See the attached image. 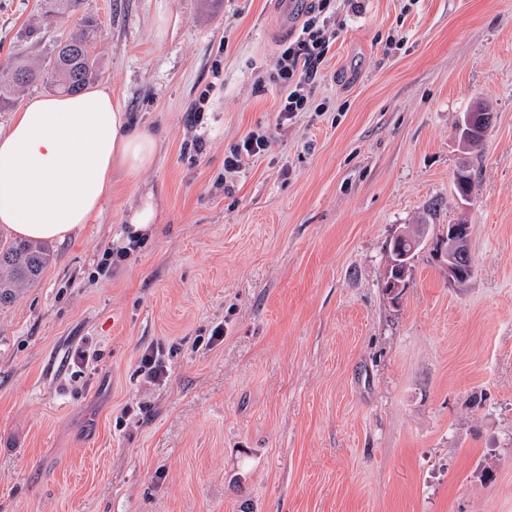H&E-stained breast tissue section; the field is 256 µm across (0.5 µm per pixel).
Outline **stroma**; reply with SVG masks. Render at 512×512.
Instances as JSON below:
<instances>
[{"label":"stroma","instance_id":"obj_1","mask_svg":"<svg viewBox=\"0 0 512 512\" xmlns=\"http://www.w3.org/2000/svg\"><path fill=\"white\" fill-rule=\"evenodd\" d=\"M282 2L82 0L46 22L41 0H0V69L93 16L99 82L159 137L0 306V512H512V0L337 10L312 85L327 111L280 124L256 79L303 21ZM479 102L494 119L468 149ZM257 128L269 150L225 176ZM148 191L157 223L102 266ZM461 221L458 284L435 243ZM421 222L386 294L389 243ZM139 372L150 383H159L165 380L168 369L158 347L147 348L142 353Z\"/></svg>","mask_w":512,"mask_h":512}]
</instances>
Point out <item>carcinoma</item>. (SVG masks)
Listing matches in <instances>:
<instances>
[{"instance_id": "1", "label": "carcinoma", "mask_w": 512, "mask_h": 512, "mask_svg": "<svg viewBox=\"0 0 512 512\" xmlns=\"http://www.w3.org/2000/svg\"><path fill=\"white\" fill-rule=\"evenodd\" d=\"M80 4L81 0H46L45 14L75 12ZM97 32V21L85 16L81 18L76 34L70 37L82 46L77 56L63 58L56 43L49 52L47 63L39 68H32L21 60L14 61L7 80L0 83V107L10 106L15 101L14 95L35 84L63 95L83 91L99 74L98 61L93 54ZM20 73L27 75V81L17 80ZM50 259L48 248L40 242L0 237V304L13 302L20 288L36 280Z\"/></svg>"}]
</instances>
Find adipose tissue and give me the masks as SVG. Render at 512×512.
Segmentation results:
<instances>
[{
  "label": "adipose tissue",
  "instance_id": "adipose-tissue-1",
  "mask_svg": "<svg viewBox=\"0 0 512 512\" xmlns=\"http://www.w3.org/2000/svg\"><path fill=\"white\" fill-rule=\"evenodd\" d=\"M156 150L107 86L32 97L0 130V225L25 240H67L111 199L113 172L148 169Z\"/></svg>",
  "mask_w": 512,
  "mask_h": 512
}]
</instances>
